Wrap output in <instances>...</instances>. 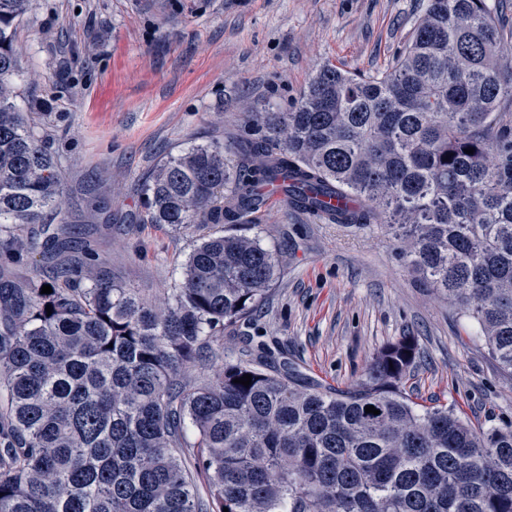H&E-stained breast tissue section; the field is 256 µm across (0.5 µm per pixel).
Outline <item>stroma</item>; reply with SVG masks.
Wrapping results in <instances>:
<instances>
[{"label": "stroma", "mask_w": 512, "mask_h": 512, "mask_svg": "<svg viewBox=\"0 0 512 512\" xmlns=\"http://www.w3.org/2000/svg\"><path fill=\"white\" fill-rule=\"evenodd\" d=\"M423 0H34L15 34L20 111L34 113L64 179L59 209L115 280L164 301L204 232L143 221V184L193 143L231 146L245 110L289 109L320 65L384 69L403 50ZM247 236L280 273L258 313L276 370L344 388L401 335L419 356L403 387L417 403L455 404L472 422L512 421V373L477 324L404 266L384 228L324 224L274 204ZM225 334L194 386L248 358Z\"/></svg>", "instance_id": "stroma-1"}]
</instances>
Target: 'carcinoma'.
Segmentation results:
<instances>
[{
  "label": "carcinoma",
  "mask_w": 512,
  "mask_h": 512,
  "mask_svg": "<svg viewBox=\"0 0 512 512\" xmlns=\"http://www.w3.org/2000/svg\"><path fill=\"white\" fill-rule=\"evenodd\" d=\"M31 3L0 0V262L42 266L0 283V512H512V421L476 426L413 401V336L344 389L267 371L262 344L182 385L224 331L255 325L278 260L256 236L204 235L156 304L54 223L63 176L15 103ZM246 123L233 147L162 163L146 223L247 227L279 193L327 224H379L512 372V44L488 0H427L388 68L326 63L288 110Z\"/></svg>",
  "instance_id": "1"
}]
</instances>
